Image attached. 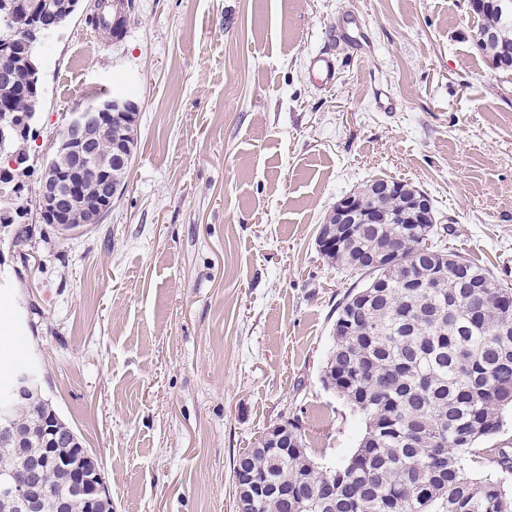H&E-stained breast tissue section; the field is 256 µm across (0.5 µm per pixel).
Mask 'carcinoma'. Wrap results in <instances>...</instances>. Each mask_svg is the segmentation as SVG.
Returning a JSON list of instances; mask_svg holds the SVG:
<instances>
[{"label":"carcinoma","instance_id":"1","mask_svg":"<svg viewBox=\"0 0 512 512\" xmlns=\"http://www.w3.org/2000/svg\"><path fill=\"white\" fill-rule=\"evenodd\" d=\"M18 0H0V39L22 38ZM502 10L474 11L478 31L491 34L479 46L489 65L512 47V0ZM33 49L26 59H8L0 76V103L32 110L28 89ZM29 138L0 144V160L28 150ZM367 205L396 213L400 197L370 187ZM437 225L416 235L403 224H352L337 249L322 255L349 274L367 277L348 292L336 319L346 332L334 338L326 375L366 420L365 434L347 464L327 470L303 443L299 419L292 425L298 446L286 453L253 447L236 463L267 482L258 512H512V492L503 482L475 478L465 468L477 457L476 443L503 426L512 406V288L465 257L448 253L432 259ZM394 247L375 288L377 274L358 263L376 249ZM415 268L434 277V288H407L397 272ZM53 410L45 397L17 404L13 412L22 435L21 453L0 452V478L17 474L45 456L41 424ZM81 460V450L53 449V461L39 469L40 483L59 512H85L63 478V467Z\"/></svg>","mask_w":512,"mask_h":512}]
</instances>
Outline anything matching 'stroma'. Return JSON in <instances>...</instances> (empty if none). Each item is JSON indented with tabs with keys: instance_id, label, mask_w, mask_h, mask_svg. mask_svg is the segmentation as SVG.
<instances>
[{
	"instance_id": "35a3bbf8",
	"label": "stroma",
	"mask_w": 512,
	"mask_h": 512,
	"mask_svg": "<svg viewBox=\"0 0 512 512\" xmlns=\"http://www.w3.org/2000/svg\"><path fill=\"white\" fill-rule=\"evenodd\" d=\"M91 6L41 50L17 200L32 240L0 249V353L22 346L112 512H235L233 463L269 426L298 417L326 469L365 432L322 382L358 284L316 245L337 200L412 183L446 251L512 285V79L476 50L468 0H132L117 41ZM121 93L126 188L61 239L33 206L43 162L78 105Z\"/></svg>"
}]
</instances>
